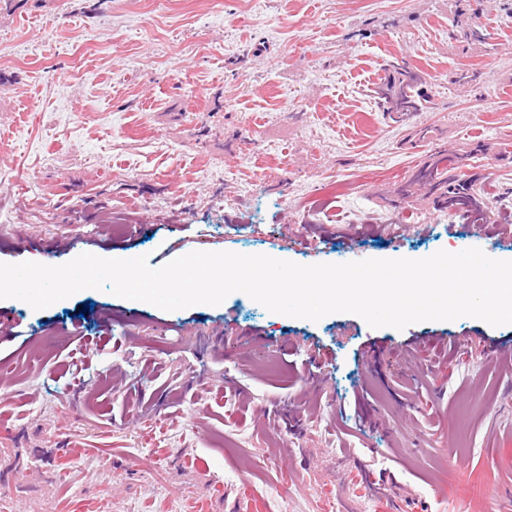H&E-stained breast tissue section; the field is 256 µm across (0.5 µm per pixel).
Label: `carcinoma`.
I'll list each match as a JSON object with an SVG mask.
<instances>
[{
  "instance_id": "obj_1",
  "label": "carcinoma",
  "mask_w": 512,
  "mask_h": 512,
  "mask_svg": "<svg viewBox=\"0 0 512 512\" xmlns=\"http://www.w3.org/2000/svg\"><path fill=\"white\" fill-rule=\"evenodd\" d=\"M462 38L471 42L485 43L492 38L486 26L473 20L462 28ZM420 74L407 65L396 62L388 64L387 75L373 90L378 107L392 122L405 125L417 113L427 109L428 97L421 91ZM470 154L457 155L455 161L436 153L419 166L413 176L402 187V195L413 194L417 186L428 188L435 194V202L452 208L462 201L463 213H477L494 218L500 224H512V210L501 207L503 199L512 197V186H505L488 177H473L463 172Z\"/></svg>"
}]
</instances>
